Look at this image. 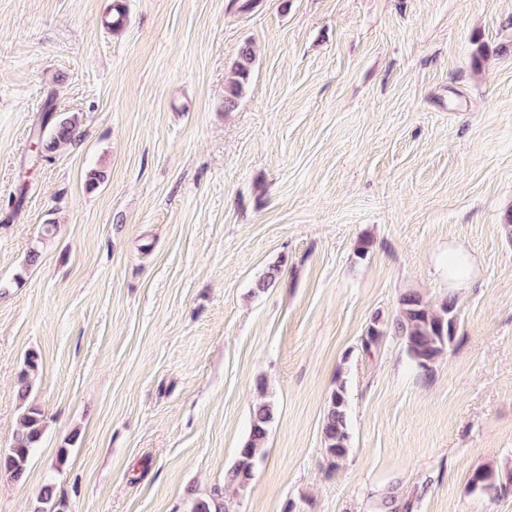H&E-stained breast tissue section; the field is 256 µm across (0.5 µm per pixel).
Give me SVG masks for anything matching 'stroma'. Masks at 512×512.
I'll return each instance as SVG.
<instances>
[{
    "instance_id": "1",
    "label": "stroma",
    "mask_w": 512,
    "mask_h": 512,
    "mask_svg": "<svg viewBox=\"0 0 512 512\" xmlns=\"http://www.w3.org/2000/svg\"><path fill=\"white\" fill-rule=\"evenodd\" d=\"M242 2L0 0V452L24 404L44 415L0 512L48 484L64 512H187L261 381L275 419L227 512H512L471 483L512 472V0ZM48 112L77 137L24 171ZM452 244L478 261L455 291ZM409 290L462 316L427 374L399 337L358 347ZM254 62L255 53L252 45L244 44L239 49L228 74V88L224 96L225 111L230 112L236 107L238 99L243 95L249 82ZM39 368V357L36 353H30L25 360V369L20 373L17 380V391L19 398L27 401L33 387V377L31 376ZM348 395L345 381H338L322 419L324 449L333 463L344 459L351 449L348 422Z\"/></svg>"
}]
</instances>
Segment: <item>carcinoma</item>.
Listing matches in <instances>:
<instances>
[{
    "mask_svg": "<svg viewBox=\"0 0 512 512\" xmlns=\"http://www.w3.org/2000/svg\"><path fill=\"white\" fill-rule=\"evenodd\" d=\"M255 53L251 43H245L238 52L228 74V88L224 96V111H232L247 86ZM76 121L63 119L55 127L52 136L46 140L37 138L36 158L56 150L60 145L70 142L76 134ZM460 328V315L455 299L448 298L433 307L423 300L417 292L404 293L398 308L386 324L375 318L361 336L362 350L368 352L377 345L386 333L400 337L416 366L424 373L432 370V365L443 356L454 341ZM39 368V357L30 353L25 360V369L17 380L19 398L26 402L33 387L32 374ZM260 399L253 405L249 434L240 448L234 464L224 478V488L242 490L247 488L253 478L257 461L263 456L269 436V428L274 419L276 406L266 398V385L258 384ZM348 395L346 383L338 381L331 393L322 419V435L327 456L336 463L344 459L351 449V432L348 422ZM43 433V414L34 405H24L20 425L13 443L8 451L0 453V473L20 481L24 478L28 462L35 448L38 447ZM471 483L487 493L495 495L512 491V474L502 477L490 468L474 472ZM64 503L56 499L52 485L43 488L39 506L35 512H63ZM225 504L215 496L196 497L192 500L190 512H222Z\"/></svg>",
    "mask_w": 512,
    "mask_h": 512,
    "instance_id": "cac0c4a2",
    "label": "carcinoma"
}]
</instances>
